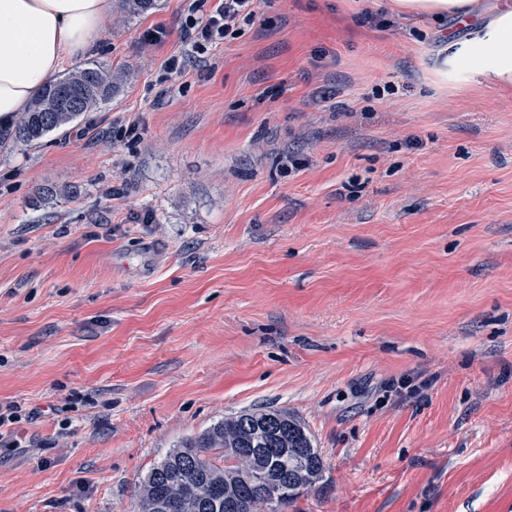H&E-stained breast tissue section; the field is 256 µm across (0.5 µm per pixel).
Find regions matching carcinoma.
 Here are the masks:
<instances>
[{
    "label": "carcinoma",
    "instance_id": "cac0c4a2",
    "mask_svg": "<svg viewBox=\"0 0 512 512\" xmlns=\"http://www.w3.org/2000/svg\"><path fill=\"white\" fill-rule=\"evenodd\" d=\"M136 16L157 0H121ZM123 71L91 60L51 80L8 127L0 149L34 145L112 98ZM310 432L286 410H243L169 450L141 481L137 512H281L323 479Z\"/></svg>",
    "mask_w": 512,
    "mask_h": 512
}]
</instances>
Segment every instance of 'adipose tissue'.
<instances>
[{
	"mask_svg": "<svg viewBox=\"0 0 512 512\" xmlns=\"http://www.w3.org/2000/svg\"><path fill=\"white\" fill-rule=\"evenodd\" d=\"M397 17H451L466 34L427 53L441 88H512V6L485 0H387ZM112 0H0V124L22 112L63 64L98 41Z\"/></svg>",
	"mask_w": 512,
	"mask_h": 512,
	"instance_id": "adipose-tissue-1",
	"label": "adipose tissue"
}]
</instances>
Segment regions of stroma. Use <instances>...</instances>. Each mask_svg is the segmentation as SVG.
I'll list each match as a JSON object with an SVG mask.
<instances>
[{
  "instance_id": "35a3bbf8",
  "label": "stroma",
  "mask_w": 512,
  "mask_h": 512,
  "mask_svg": "<svg viewBox=\"0 0 512 512\" xmlns=\"http://www.w3.org/2000/svg\"><path fill=\"white\" fill-rule=\"evenodd\" d=\"M376 2L257 0L180 75L182 0L114 7L122 90L0 150V512H134L256 407L324 458L283 512H512V91L433 85L464 27Z\"/></svg>"
}]
</instances>
